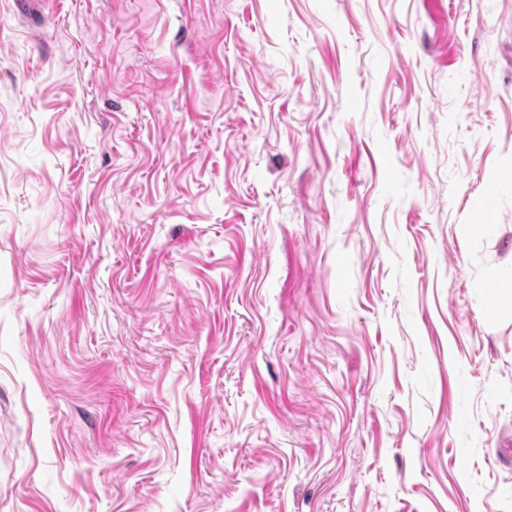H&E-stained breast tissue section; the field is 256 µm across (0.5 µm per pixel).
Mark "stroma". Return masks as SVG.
<instances>
[{"mask_svg": "<svg viewBox=\"0 0 512 512\" xmlns=\"http://www.w3.org/2000/svg\"><path fill=\"white\" fill-rule=\"evenodd\" d=\"M512 0H0V512H512Z\"/></svg>", "mask_w": 512, "mask_h": 512, "instance_id": "1", "label": "stroma"}]
</instances>
